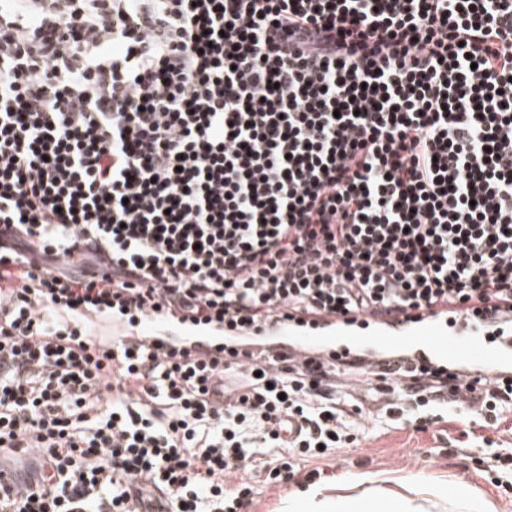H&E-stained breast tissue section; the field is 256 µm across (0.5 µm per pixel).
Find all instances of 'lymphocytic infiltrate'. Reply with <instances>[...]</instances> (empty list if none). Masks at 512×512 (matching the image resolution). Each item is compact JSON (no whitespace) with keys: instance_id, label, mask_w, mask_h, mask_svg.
Here are the masks:
<instances>
[{"instance_id":"obj_1","label":"lymphocytic infiltrate","mask_w":512,"mask_h":512,"mask_svg":"<svg viewBox=\"0 0 512 512\" xmlns=\"http://www.w3.org/2000/svg\"><path fill=\"white\" fill-rule=\"evenodd\" d=\"M437 309L512 312V0H0V453L41 461L0 512H246L352 413L499 428L512 377L278 334Z\"/></svg>"}]
</instances>
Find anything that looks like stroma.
Instances as JSON below:
<instances>
[{"label":"stroma","instance_id":"35a3bbf8","mask_svg":"<svg viewBox=\"0 0 512 512\" xmlns=\"http://www.w3.org/2000/svg\"><path fill=\"white\" fill-rule=\"evenodd\" d=\"M508 431L495 434L494 447L472 448L463 416L449 415L446 432L425 431L386 421L382 415L354 416L356 445L334 450L328 457L305 463L304 470L283 486H258L250 512H285L287 497L310 487L306 473L320 471L319 487L330 496H364L381 487L390 498L404 500L406 512H512V491L497 487L487 469L496 451L512 448V411ZM467 496H460V489Z\"/></svg>","mask_w":512,"mask_h":512}]
</instances>
